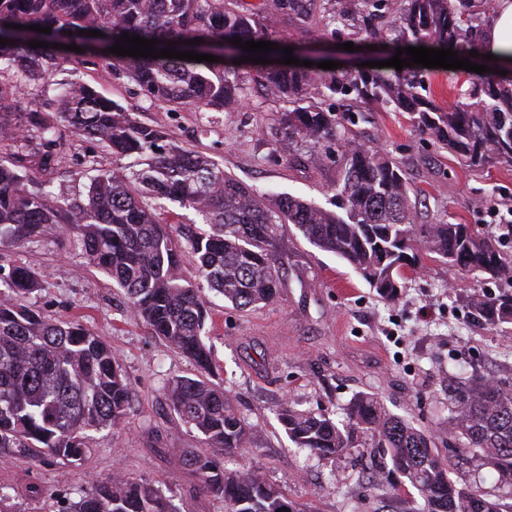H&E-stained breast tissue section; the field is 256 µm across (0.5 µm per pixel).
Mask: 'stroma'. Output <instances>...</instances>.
Wrapping results in <instances>:
<instances>
[{"label":"stroma","instance_id":"35a3bbf8","mask_svg":"<svg viewBox=\"0 0 512 512\" xmlns=\"http://www.w3.org/2000/svg\"><path fill=\"white\" fill-rule=\"evenodd\" d=\"M374 23L380 30L374 39L357 20L325 27L317 0H308L303 21L281 19L270 37L359 65L383 58L395 36L389 17ZM347 42L354 43V51H344ZM419 77L423 97L445 107L470 86L463 69L423 68ZM74 78L94 83L137 121L161 127L179 145L212 157L246 186L334 206L335 167L292 166L279 147L275 132L284 102L254 92L235 112H170L149 106L126 76L85 69L59 72L45 88L46 99ZM334 104L337 111L358 113L351 137L384 148L404 165L418 223L483 224L497 232L489 208L512 200V165L469 167L421 135L409 113L350 97ZM281 249L288 264L275 302L242 311L221 295H207L211 317L204 341L212 350L215 380L253 427L247 451L219 455L220 464L261 468L293 500L316 512H423L424 499L415 489L378 486L375 449L356 448L333 461L321 458L294 446L277 420L278 410L290 401L340 421L348 402L369 392L392 414L439 433L451 385L476 375L512 380V324L483 327L473 321L465 300L486 291L487 283L431 254L422 255V271L408 273L398 299L390 302L295 227L285 231ZM0 265L42 271L45 284L29 303L50 319L79 318L102 336L119 356L131 388L126 424L92 433L91 452L82 463L35 461L0 448V485L17 492L10 512H55L71 489L108 478L118 466L160 487L178 512H224L223 501L202 493L181 464L186 451L206 446L197 432L175 427L166 386L193 376V362L135 320L123 291L88 265L58 230L21 246L0 245ZM33 485L41 492L36 500L27 496Z\"/></svg>","mask_w":512,"mask_h":512}]
</instances>
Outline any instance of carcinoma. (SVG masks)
<instances>
[{
	"label": "carcinoma",
	"mask_w": 512,
	"mask_h": 512,
	"mask_svg": "<svg viewBox=\"0 0 512 512\" xmlns=\"http://www.w3.org/2000/svg\"><path fill=\"white\" fill-rule=\"evenodd\" d=\"M326 25L370 13L378 0H329ZM469 0H393L396 40L416 47L451 48L472 57L461 37ZM302 0L247 7L242 0H0V244L23 245L56 226L106 273L129 299L131 312L153 335L190 358L192 377L170 381L176 426L203 436L208 448L245 450L252 429L224 388L212 380L211 351L203 340L209 290L245 309L278 298L287 256L279 242L285 225L298 228L322 251L345 260L379 296H398L405 270L419 267L418 251L450 267L486 275L497 291L468 300L471 315L490 326L512 323V256L478 224L416 223L403 165L389 153L349 136L353 116L326 101L352 95L368 105L415 114L421 133L479 168L493 159L512 164V74L472 73L473 104L442 107L424 99L416 73L248 63L262 96L292 105L280 113L276 135L288 163L337 166L333 212L292 195L272 202L243 185L209 156L175 143L140 123L119 102L85 80L62 88L50 106L44 87L65 65L123 73L152 106L175 111L234 112L249 95L233 61L248 52L230 43L264 39L279 12L299 14ZM22 25L24 29L11 28ZM51 28L44 34L30 30ZM84 34H79V31ZM98 30L101 37L86 34ZM172 43L178 51L211 54L217 62L117 56L107 48L123 33ZM198 38L200 43L189 44ZM45 41L51 47L29 46ZM54 44H75L65 53ZM29 110L17 116L18 99ZM99 144L122 157H142L128 174L102 169L85 198L59 200L47 175L57 173L69 138ZM313 152L299 153V145ZM191 209L209 231L190 241L199 282L179 274L182 244L160 217L163 202ZM44 276L24 265L0 267V448L31 458L77 464L90 451L91 431L126 422L129 384L112 347L76 318L49 320L24 303ZM448 453L471 454L492 469L512 496V382L478 377L459 388L448 407ZM278 420L298 448L325 458L375 448L388 467L425 500L424 512H512L492 494L449 477L433 434L390 414L374 395L361 393L337 422L323 412L284 404ZM183 464L224 512H307L260 468L226 470L207 454L188 452ZM58 512H177L149 481L117 469L76 489Z\"/></svg>",
	"instance_id": "cac0c4a2"
}]
</instances>
